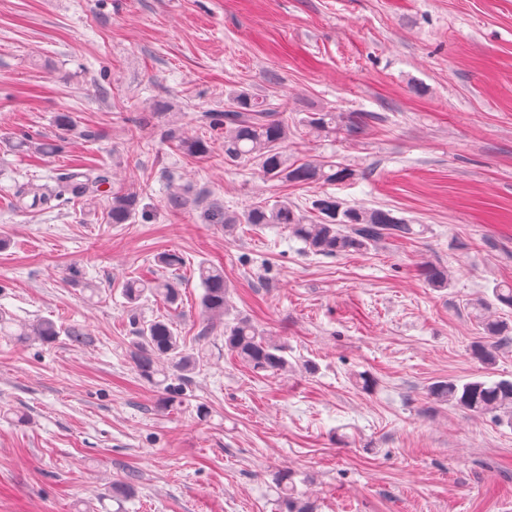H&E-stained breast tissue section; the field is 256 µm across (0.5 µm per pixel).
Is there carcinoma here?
Instances as JSON below:
<instances>
[{"label":"carcinoma","mask_w":512,"mask_h":512,"mask_svg":"<svg viewBox=\"0 0 512 512\" xmlns=\"http://www.w3.org/2000/svg\"><path fill=\"white\" fill-rule=\"evenodd\" d=\"M369 116H358L342 124L341 115L332 111L312 112L305 119L308 130L317 134L345 131L349 137L360 134ZM210 123L224 129V162L237 163L247 159L259 168L268 181L296 184L312 182L337 183L353 178L354 170L335 163L308 162L295 165L288 159V121L277 116V110L247 91L233 90L227 93L224 111L210 113ZM109 183V175L103 170L69 171L56 179V185L30 184L16 196L23 209L40 210L54 208V202L64 196L70 198L93 197ZM138 198L132 193L112 194L107 212L111 224H125L136 213ZM314 216L308 217L286 197L273 202H258L243 211H229L218 202L211 203L202 214L206 224L224 225V235L231 236L238 225L251 224L265 227L284 224L291 235L301 240L307 250L315 255L334 257L350 253H363L371 247L393 238H408L416 234L413 225L393 210L347 206L335 196L326 194L313 201ZM198 274L203 288L200 307L203 322L199 336L206 337L211 326L224 322V347L238 357L253 372L285 374L292 365L284 356V347L271 333L245 318L224 321V311L229 305L230 283L224 272L202 262ZM422 274L431 288L448 287V269L441 264L430 263L422 267ZM122 294L128 304L135 305L149 293L161 300L168 308L178 305L180 293L177 284L168 279L143 281L131 279L122 285ZM492 297L473 303L483 339L472 347L473 357L482 365L480 374L463 380L448 379L433 384L429 393L434 400L451 404L462 410L492 415L499 424L512 427V380L495 378V349L500 343L512 340V327L493 320L484 314L497 301L512 307V285L498 283L491 288ZM0 335L15 336L25 341L29 338L52 342L59 336L54 322L41 320L36 323L15 321L6 311H0ZM135 350L132 355L139 376L152 385L166 391L165 402L173 404L181 397L182 388L165 384L169 379L160 361L164 360L180 373L182 383L190 382L189 374L196 367V358L185 350L181 337L174 332V322L167 317L148 323L136 324ZM163 379H158V376ZM284 490L283 502L288 512H313L309 505L299 504L288 477L281 478Z\"/></svg>","instance_id":"carcinoma-1"}]
</instances>
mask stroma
<instances>
[{
	"mask_svg": "<svg viewBox=\"0 0 512 512\" xmlns=\"http://www.w3.org/2000/svg\"><path fill=\"white\" fill-rule=\"evenodd\" d=\"M233 88L287 119L290 160L357 177L270 182L225 164L208 115ZM322 110L369 122L316 137L300 121ZM80 166L108 172L101 193L17 208L27 183ZM174 189L187 207L168 206ZM129 191L135 217L107 223ZM326 193L424 231L324 257L285 228L228 237L201 218L213 201L305 211ZM203 260L293 372L252 373L223 328L199 338ZM427 261L448 288L428 287ZM129 278L177 280V311L129 307ZM499 282L512 283V0H0V309L88 338L0 335V512H285L284 475L317 512H505L512 428L429 396L479 373L472 304ZM167 313L200 356L171 406L134 370L129 324Z\"/></svg>",
	"mask_w": 512,
	"mask_h": 512,
	"instance_id": "stroma-1",
	"label": "stroma"
}]
</instances>
